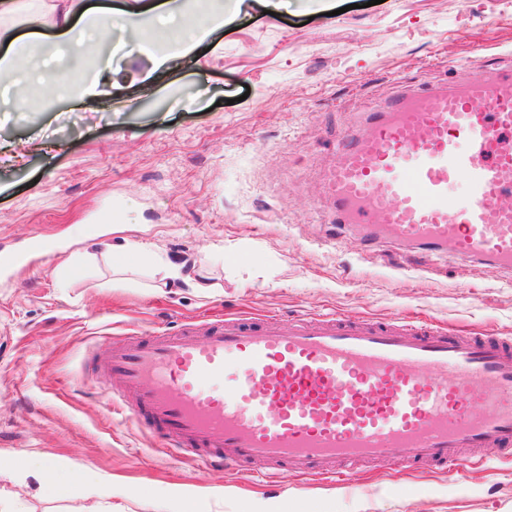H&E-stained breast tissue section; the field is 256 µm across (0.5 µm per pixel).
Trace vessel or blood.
Here are the masks:
<instances>
[{
	"instance_id": "vessel-or-blood-1",
	"label": "vessel or blood",
	"mask_w": 512,
	"mask_h": 512,
	"mask_svg": "<svg viewBox=\"0 0 512 512\" xmlns=\"http://www.w3.org/2000/svg\"><path fill=\"white\" fill-rule=\"evenodd\" d=\"M323 184L343 224L445 245L512 270V75L398 94L338 147ZM468 183V200L448 185ZM95 367L135 421L208 462L335 476L389 455L400 471L512 453V338L368 318L224 319L109 342Z\"/></svg>"
}]
</instances>
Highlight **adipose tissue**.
I'll return each mask as SVG.
<instances>
[{
  "label": "adipose tissue",
  "mask_w": 512,
  "mask_h": 512,
  "mask_svg": "<svg viewBox=\"0 0 512 512\" xmlns=\"http://www.w3.org/2000/svg\"><path fill=\"white\" fill-rule=\"evenodd\" d=\"M244 0H142L137 9L123 6L82 8L79 0H56L53 17L37 10L32 0H0V17L21 15L27 33L15 35L0 27V40L7 48L0 55V84L6 85V95L0 96V106L7 107L23 100L32 83L51 88L59 98L84 101L100 94L98 73L85 76L78 84H70L60 69L51 64H39L30 55L28 46L41 36L42 29L53 30L56 42L81 43L93 40L102 19H110L136 43L147 47L155 67L161 68L189 55L211 32L223 28L226 18L237 16ZM203 14L206 22L193 35L179 37L165 44H154L152 32L162 25L180 27L194 14Z\"/></svg>",
  "instance_id": "obj_1"
}]
</instances>
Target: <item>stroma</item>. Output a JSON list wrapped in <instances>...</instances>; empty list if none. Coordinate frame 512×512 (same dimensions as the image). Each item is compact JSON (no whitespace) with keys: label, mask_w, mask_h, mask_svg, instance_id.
I'll return each mask as SVG.
<instances>
[{"label":"stroma","mask_w":512,"mask_h":512,"mask_svg":"<svg viewBox=\"0 0 512 512\" xmlns=\"http://www.w3.org/2000/svg\"><path fill=\"white\" fill-rule=\"evenodd\" d=\"M242 13L177 65L153 70L119 29L99 27L71 82L108 61L139 82L70 104L38 97L0 112V459L112 487V512H512V456L400 476L390 458L330 483L240 476L169 447L114 408L89 360L108 340L176 333L223 317L337 312L512 336V270L447 249L367 243L321 190L336 144L407 87L512 71V0H381L333 15L305 0ZM135 242L179 280L115 270ZM209 288L201 293L193 280ZM13 512H83L80 500L0 475Z\"/></svg>","instance_id":"35a3bbf8"}]
</instances>
